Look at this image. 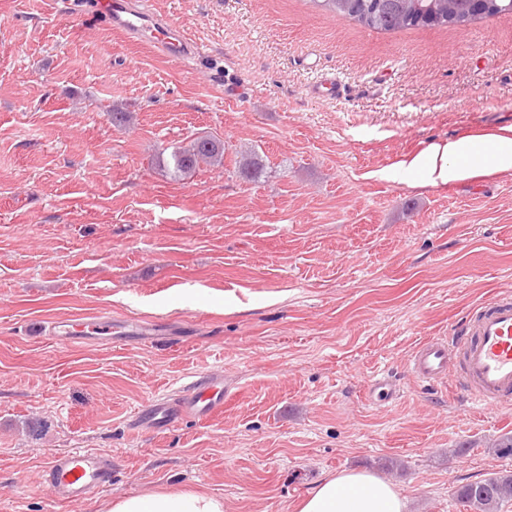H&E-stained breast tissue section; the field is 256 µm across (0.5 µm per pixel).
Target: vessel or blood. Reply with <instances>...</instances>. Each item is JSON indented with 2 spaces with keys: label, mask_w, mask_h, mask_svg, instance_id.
Masks as SVG:
<instances>
[{
  "label": "vessel or blood",
  "mask_w": 512,
  "mask_h": 512,
  "mask_svg": "<svg viewBox=\"0 0 512 512\" xmlns=\"http://www.w3.org/2000/svg\"><path fill=\"white\" fill-rule=\"evenodd\" d=\"M90 18L107 24L131 41H145L166 56L193 58L197 42L162 16L136 7L133 0H88ZM111 335L120 342H153L157 330L145 321L98 316L87 322L51 323V341L73 347L90 335ZM412 377L428 382L451 379L468 401L485 411L512 402V294L501 293L470 309L452 337L433 336L418 343L409 359ZM227 389L221 377L204 374L172 398L153 401L136 423L162 432L183 416L209 419L224 410ZM42 479L57 502L91 499L112 483V451L73 448L46 458Z\"/></svg>",
  "instance_id": "b4317fda"
}]
</instances>
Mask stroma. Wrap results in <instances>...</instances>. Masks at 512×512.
<instances>
[{
	"label": "stroma",
	"mask_w": 512,
	"mask_h": 512,
	"mask_svg": "<svg viewBox=\"0 0 512 512\" xmlns=\"http://www.w3.org/2000/svg\"><path fill=\"white\" fill-rule=\"evenodd\" d=\"M194 38L181 62L73 0H0V504L104 512L165 490L225 512H295L366 469L410 512H467L459 487L512 471V403L414 382L415 344L512 290V175L432 189L377 171L512 114V13L371 31L312 0H145ZM336 77L342 97L310 89ZM127 112L112 125L106 111ZM210 135L222 165L181 179L164 148ZM256 151V180L236 163ZM182 324L179 341L64 348L50 322ZM384 372L386 406L365 386ZM216 419L162 434L136 412L194 375ZM112 451V485L57 503L48 454Z\"/></svg>",
	"instance_id": "stroma-1"
}]
</instances>
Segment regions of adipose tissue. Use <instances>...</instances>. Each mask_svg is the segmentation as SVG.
<instances>
[{"mask_svg":"<svg viewBox=\"0 0 512 512\" xmlns=\"http://www.w3.org/2000/svg\"><path fill=\"white\" fill-rule=\"evenodd\" d=\"M504 174H512V125L429 144L379 176L445 188ZM107 512H224V499L196 491H157L116 499ZM299 512H408V501L391 482L370 471L342 470L317 482L301 500Z\"/></svg>","mask_w":512,"mask_h":512,"instance_id":"ef3b65f1","label":"adipose tissue"}]
</instances>
